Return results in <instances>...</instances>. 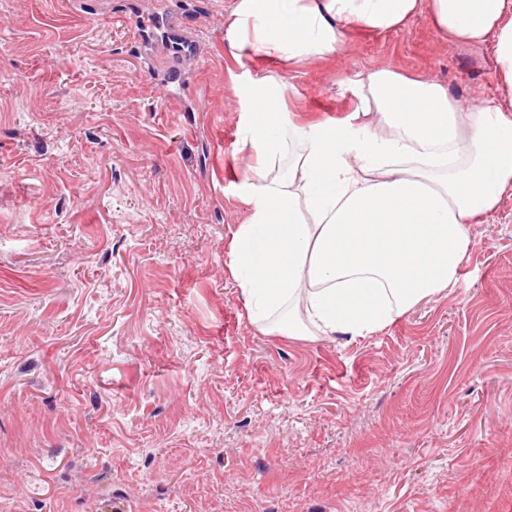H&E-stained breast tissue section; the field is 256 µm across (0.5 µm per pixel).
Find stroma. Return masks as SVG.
Returning <instances> with one entry per match:
<instances>
[{
    "label": "stroma",
    "instance_id": "35a3bbf8",
    "mask_svg": "<svg viewBox=\"0 0 512 512\" xmlns=\"http://www.w3.org/2000/svg\"><path fill=\"white\" fill-rule=\"evenodd\" d=\"M194 46L152 65L142 23ZM235 0H0V512H512V189L455 286L355 339L260 332L227 267L236 85L344 119L376 69L492 97L427 14L301 66Z\"/></svg>",
    "mask_w": 512,
    "mask_h": 512
}]
</instances>
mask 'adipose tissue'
Here are the masks:
<instances>
[{"mask_svg": "<svg viewBox=\"0 0 512 512\" xmlns=\"http://www.w3.org/2000/svg\"><path fill=\"white\" fill-rule=\"evenodd\" d=\"M419 13L489 52L491 99L468 106L378 69L356 80L345 120L302 125L284 82L244 85L256 165L228 265L261 331L367 336L456 284L470 224L512 188V0H236L230 45L293 64L341 50L351 28L393 31Z\"/></svg>", "mask_w": 512, "mask_h": 512, "instance_id": "1", "label": "adipose tissue"}]
</instances>
